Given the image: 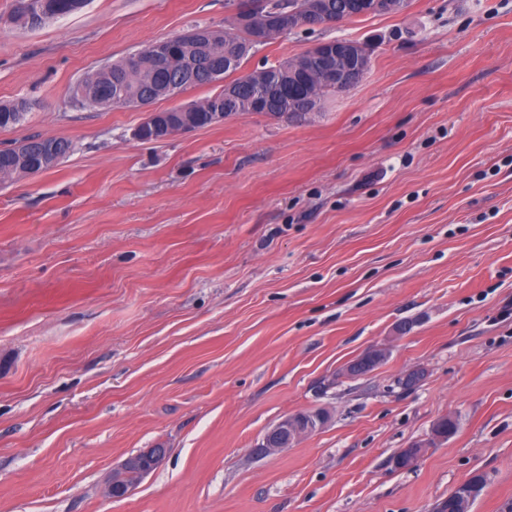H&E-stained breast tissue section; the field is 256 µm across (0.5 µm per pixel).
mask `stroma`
<instances>
[{
  "label": "stroma",
  "mask_w": 512,
  "mask_h": 512,
  "mask_svg": "<svg viewBox=\"0 0 512 512\" xmlns=\"http://www.w3.org/2000/svg\"><path fill=\"white\" fill-rule=\"evenodd\" d=\"M0 148L68 140L0 187V512H432L512 504V0H409L276 36L252 72L344 38L370 67L310 121L246 112L162 142L75 94L234 0H89L2 25ZM373 346L367 375L340 371ZM423 378L410 391L397 381ZM327 425L278 454L281 417ZM457 433L433 442V426ZM433 446L409 470L395 455ZM166 456L130 497L112 470ZM389 355V350L384 346H373L363 352L357 359L348 363L341 370V377L344 378H356L361 376V371L367 367H377L381 364ZM359 369H361L359 371ZM165 456V449L147 448L129 457L112 470V477L103 489L106 498L124 499L131 496L143 478L154 471ZM137 471V479L127 482L128 471Z\"/></svg>",
  "instance_id": "obj_1"
}]
</instances>
